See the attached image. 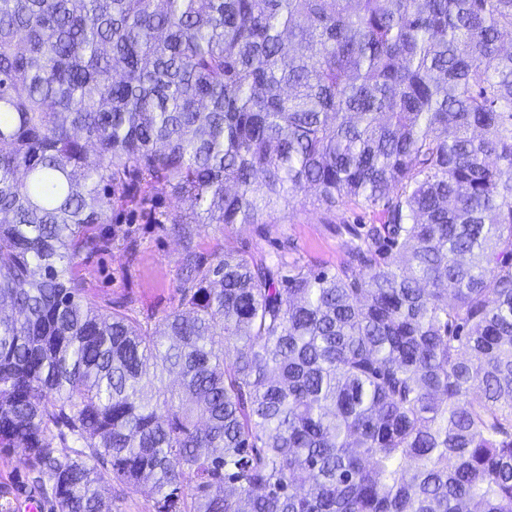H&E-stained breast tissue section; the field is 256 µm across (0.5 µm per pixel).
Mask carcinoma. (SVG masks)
Returning <instances> with one entry per match:
<instances>
[{
    "instance_id": "cac0c4a2",
    "label": "carcinoma",
    "mask_w": 512,
    "mask_h": 512,
    "mask_svg": "<svg viewBox=\"0 0 512 512\" xmlns=\"http://www.w3.org/2000/svg\"><path fill=\"white\" fill-rule=\"evenodd\" d=\"M512 0H0V455L49 512H512ZM166 184L191 213L156 216ZM333 272L196 251L308 192ZM147 333L72 271L126 210ZM119 220L122 224H112L113 230L129 232L137 241L136 253L130 256L114 241L96 254H83L74 271L85 282L88 297L99 304L108 298L129 297L128 315L150 332L157 319L179 304L185 280L182 243L168 224H144L129 212ZM116 488L119 499L116 501V509L112 512H152V494L149 484H142L138 487H118L112 483Z\"/></svg>"
}]
</instances>
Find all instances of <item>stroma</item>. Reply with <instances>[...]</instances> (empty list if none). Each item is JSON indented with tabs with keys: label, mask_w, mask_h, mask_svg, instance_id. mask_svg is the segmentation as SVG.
<instances>
[{
	"label": "stroma",
	"mask_w": 512,
	"mask_h": 512,
	"mask_svg": "<svg viewBox=\"0 0 512 512\" xmlns=\"http://www.w3.org/2000/svg\"><path fill=\"white\" fill-rule=\"evenodd\" d=\"M371 216V211L353 207L327 212L303 198L286 217L268 224L199 225L195 244L206 256L229 248L256 256L279 255L291 267L333 271L348 259L354 243L351 227L368 223ZM119 220L137 241L135 253H127L116 242L96 254L81 256L74 271L91 300L102 304L110 298H130L129 316L150 327L180 301L185 280L180 264L182 243L168 225L146 224L127 212ZM22 456L18 448L11 456L0 457V512H15L17 502L29 497Z\"/></svg>",
	"instance_id": "1"
}]
</instances>
